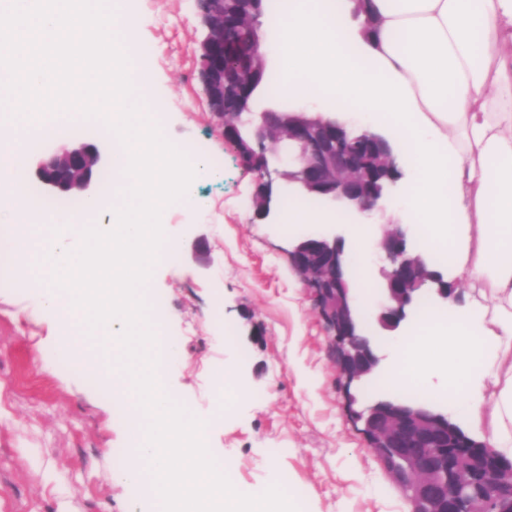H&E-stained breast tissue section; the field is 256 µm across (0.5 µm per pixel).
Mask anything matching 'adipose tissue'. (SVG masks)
<instances>
[{"label": "adipose tissue", "mask_w": 512, "mask_h": 512, "mask_svg": "<svg viewBox=\"0 0 512 512\" xmlns=\"http://www.w3.org/2000/svg\"><path fill=\"white\" fill-rule=\"evenodd\" d=\"M377 31L347 0H288L270 44L281 99L335 93L403 140L416 177L405 208L479 289L450 299L447 325L392 345L397 372L484 424L512 460V0H370Z\"/></svg>", "instance_id": "ef3b65f1"}]
</instances>
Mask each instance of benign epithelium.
Wrapping results in <instances>:
<instances>
[{
    "mask_svg": "<svg viewBox=\"0 0 512 512\" xmlns=\"http://www.w3.org/2000/svg\"><path fill=\"white\" fill-rule=\"evenodd\" d=\"M227 0H197L206 29L200 52V80L208 104L230 101L233 112H212L216 126L240 164L256 178L255 214L265 219L285 188L318 192L352 212L371 216L385 210L390 188L400 176L399 157L379 132L366 134L364 156L349 150L352 128L324 112L251 111L244 91L265 65V49L252 17L226 14ZM234 26L247 34L228 46ZM102 171L98 148L91 143L67 146L43 161L38 179L54 192L83 193ZM381 265L375 294V318L387 331L407 320L425 293L439 303L456 296L454 283L432 272L427 256L411 242L402 224H386L374 243ZM291 266L312 289L320 316L332 333L338 378L346 385L375 377L387 355L364 329L358 297L350 285L346 239L303 234L288 252ZM373 455L401 488L410 512H475L477 495L465 461L479 455L494 469L496 491L480 512H512V463L502 465L486 445L456 429L448 439V414L393 399H381L352 412Z\"/></svg>",
    "mask_w": 512,
    "mask_h": 512,
    "instance_id": "benign-epithelium-1",
    "label": "benign epithelium"
}]
</instances>
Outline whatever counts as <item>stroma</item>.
Masks as SVG:
<instances>
[{"mask_svg":"<svg viewBox=\"0 0 512 512\" xmlns=\"http://www.w3.org/2000/svg\"><path fill=\"white\" fill-rule=\"evenodd\" d=\"M137 12L163 135L223 162L195 187L205 210H167L179 252L150 283L181 347L166 370L173 396L203 420L234 487L263 486L277 470L301 490L300 512H409L346 408L347 395L363 405L375 388L339 384L324 323L288 259L291 236L277 216L255 217L254 176L212 128L195 0H139ZM55 340L29 289L0 288V512H126L142 492L120 484L116 456L130 452L135 409L61 367ZM227 364L237 385L225 392L215 374Z\"/></svg>","mask_w":512,"mask_h":512,"instance_id":"1","label":"stroma"}]
</instances>
